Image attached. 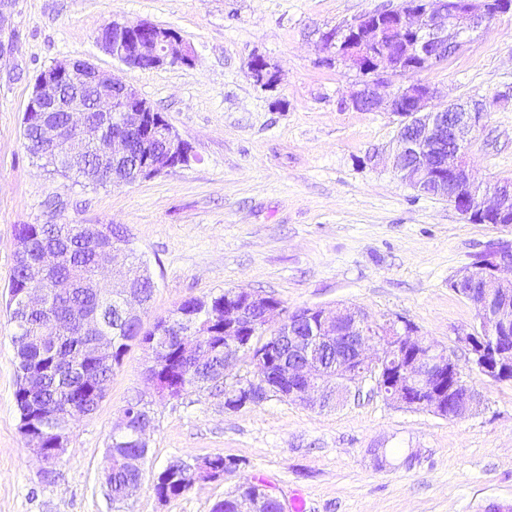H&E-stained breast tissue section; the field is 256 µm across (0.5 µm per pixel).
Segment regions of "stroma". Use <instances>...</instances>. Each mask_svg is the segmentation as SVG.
Returning <instances> with one entry per match:
<instances>
[{"mask_svg":"<svg viewBox=\"0 0 512 512\" xmlns=\"http://www.w3.org/2000/svg\"><path fill=\"white\" fill-rule=\"evenodd\" d=\"M400 0H19L16 51L0 62V512H212L247 481L271 486L285 512H484L512 505V383L472 381L483 402L460 420L408 409L363 389L343 405L310 410L272 396L238 410L216 389L155 399L143 478L125 504L108 496L113 429L147 394L148 355L132 346L95 412L75 418L45 482L27 450L14 399L15 325L7 308L19 224H119L157 285L144 327L181 301L244 288L288 309L363 307L401 316L447 347L474 322L448 282L484 246L512 242V224H472L448 201L396 176L387 157L399 119L362 112L352 94L369 80L328 64L323 33ZM174 29L194 65L127 67L97 42L112 20ZM263 56L275 88L254 83ZM85 59L135 87L197 156L186 167L120 188L75 184L43 168L24 145L22 118L40 72ZM416 81L439 102L494 106L467 147L474 180L512 178V13ZM373 448L412 449L379 467ZM239 460L223 479L166 501L154 491L170 464Z\"/></svg>","mask_w":512,"mask_h":512,"instance_id":"stroma-1","label":"stroma"}]
</instances>
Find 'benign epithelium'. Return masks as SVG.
Listing matches in <instances>:
<instances>
[{
    "label": "benign epithelium",
    "mask_w": 512,
    "mask_h": 512,
    "mask_svg": "<svg viewBox=\"0 0 512 512\" xmlns=\"http://www.w3.org/2000/svg\"><path fill=\"white\" fill-rule=\"evenodd\" d=\"M18 0H0V61L14 53L13 33L9 30ZM512 12V0H402L395 9L362 16L342 32L322 37L326 61H342L362 71L370 69L374 81L389 76L409 79L416 73V62L430 67L448 61L468 44L474 35L497 17ZM112 35L98 37L100 47L128 67L155 69L166 64L191 66L195 52L171 28L148 22L129 24L112 21ZM253 81L274 88L277 71L265 59L249 69ZM78 76L96 88L92 106L78 99L64 105L67 125L51 130L52 140L42 144L50 151L61 148L70 160L80 158L91 148H101L113 159L128 151L130 134L144 128L155 109L126 84L113 81L112 74L85 62L83 72L68 60L56 61L36 79L30 110L47 112L64 98L65 82ZM434 90L427 84L409 80L388 99L378 97L371 83L363 85L352 99L360 111H387L402 118L392 157V168L414 190L448 200L462 215L476 224H512V178L484 184L470 181L465 155L473 135L482 127L488 104L483 101L451 102L444 108L431 105ZM112 114V134L92 113ZM155 139L163 142V153L151 162L135 166L139 181L149 180L166 169L185 167L196 160L192 146L183 140L162 117L152 125ZM105 225L93 229L92 244L97 263L91 287H100L103 263L126 254L121 246L106 241ZM54 250H46L29 265V288L18 303L30 311L45 307V273L60 262ZM472 264L480 271L459 272L450 284L478 278L466 299L475 310V323L457 335L462 348L475 355L471 370L492 382L512 381V243L479 253ZM119 300L128 316L139 317L142 300L129 281L119 283ZM209 308V301L196 300V308L181 312L182 325L171 330L178 337L193 374L210 359L214 350L193 337L198 310ZM76 324L88 339L90 354L101 357L112 337L106 335L91 313L76 317ZM224 336L217 349L224 352V407L230 410L254 405L276 394L309 409H324L340 403L365 381L397 405L421 408L439 417L462 419L482 403V394L462 373L458 361L447 350L430 344L418 335L417 328L403 318L379 323L359 307H301L288 311L269 296L236 289L224 300ZM340 350L352 346V356L337 358L336 371H323L309 357L312 342ZM150 354L146 379L162 397L179 398L187 385L170 386L159 378L157 342H143ZM246 357L254 368L253 376H234L233 368ZM52 427V448L44 437L27 429L29 449L43 467L40 473L55 470L66 447L67 428L57 424V416L44 420ZM194 481H216L225 472L206 458L184 464ZM268 489L242 499L238 512H264Z\"/></svg>",
    "instance_id": "benign-epithelium-1"
}]
</instances>
